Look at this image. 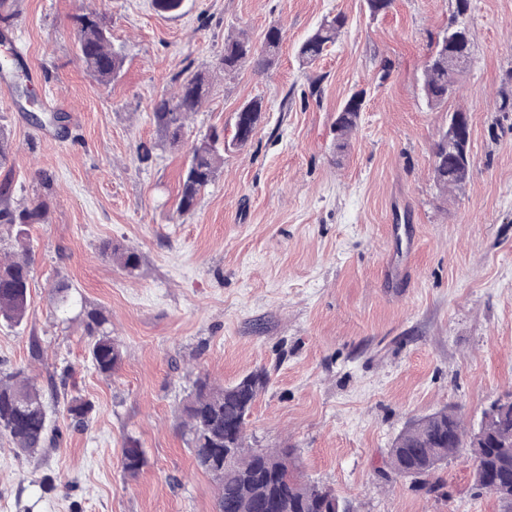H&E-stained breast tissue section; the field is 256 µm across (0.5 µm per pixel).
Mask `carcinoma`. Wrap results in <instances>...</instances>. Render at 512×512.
Masks as SVG:
<instances>
[{
	"label": "carcinoma",
	"instance_id": "obj_1",
	"mask_svg": "<svg viewBox=\"0 0 512 512\" xmlns=\"http://www.w3.org/2000/svg\"><path fill=\"white\" fill-rule=\"evenodd\" d=\"M345 19L341 15L324 19L298 48L304 64L318 60L326 48L336 43ZM78 59L94 80L106 83L120 71L124 57L112 44V33L105 17L85 12L75 18ZM282 41L281 28L270 27L261 52L244 34L224 37L221 58L224 75L236 74L244 65L254 64L267 70L278 60ZM473 65L468 28L458 23L446 29L426 61L421 93L430 107L448 101L458 77ZM172 82L177 91L156 104L153 120L164 132L169 144H179L189 117L198 112L208 97L210 84L205 73L196 71L186 77L177 74ZM362 95L351 97L336 116L337 147L344 148L357 125ZM263 106L258 100L244 104L235 116L234 142L247 144L262 119ZM469 117L456 110L448 113V124L439 132L432 146V173L435 184L444 192L462 188L472 166ZM221 135L213 131L197 141L182 179L178 209L194 210L201 192L214 180L224 161L218 143ZM12 145L9 135L0 129V169L11 172ZM47 199L26 203L13 201L12 181L0 182V224L17 227L16 241L21 253L29 250L25 241L29 224L45 222L49 214ZM102 253L121 267L130 269L139 262L137 251L107 241ZM31 270L20 253L0 259V321L19 326L30 306ZM108 318L100 311H88L85 333L91 338L89 353L95 369L111 376L123 361L120 344L104 328ZM270 383L267 371L254 370L239 381L218 386L206 378L196 381V388L182 408L187 445L196 465L210 474L217 484V512H352L335 490L327 485L306 481L293 474V449L250 448L244 432L246 418L259 395ZM485 447L478 449L484 458L486 485L495 497L512 508V408L483 414ZM460 413L445 407L409 424L390 448L389 464L399 476L427 486L448 460L460 454V445L468 436ZM0 437L8 439L16 450L34 454L53 444L43 391L23 369L0 375ZM146 463L144 451L134 439L123 448L122 473L125 478L138 475Z\"/></svg>",
	"mask_w": 512,
	"mask_h": 512
}]
</instances>
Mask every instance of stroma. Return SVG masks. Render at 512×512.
<instances>
[{"instance_id":"35a3bbf8","label":"stroma","mask_w":512,"mask_h":512,"mask_svg":"<svg viewBox=\"0 0 512 512\" xmlns=\"http://www.w3.org/2000/svg\"><path fill=\"white\" fill-rule=\"evenodd\" d=\"M8 43L37 70V105L0 99L17 200L52 178L50 213L29 226V314L0 323V370L43 388L59 430L32 455L0 438V512H217L197 468L181 404L197 375L217 385L266 369L270 385L246 427L256 448L297 450L296 473L333 487L354 512H511L478 489L457 456L428 494L395 477L388 452L416 419L456 405L469 426L512 394V0H470L474 63L446 106L419 94L423 67L456 0H8ZM105 15L125 64L111 83L76 56L74 18ZM343 15L335 46L302 64L298 43ZM284 32L279 62L225 77L224 37L262 48ZM208 70L210 94L179 146L156 127L174 75ZM365 99L346 149L336 113ZM261 100L250 143L229 149L195 210L178 211L192 144L210 128L234 135L235 114ZM468 112L470 179L442 195L431 148L449 112ZM134 247L137 268L103 241ZM67 284L66 306L56 287ZM97 309L123 350L101 376L79 317ZM40 358L29 352L31 340ZM87 402L71 422L72 399ZM146 464L122 474L127 439ZM101 250L106 257L115 260L125 269L133 268L139 262V255L134 248L113 245L112 241H106Z\"/></svg>"}]
</instances>
